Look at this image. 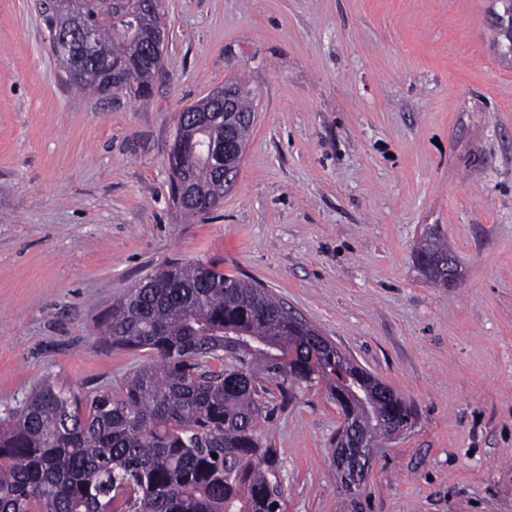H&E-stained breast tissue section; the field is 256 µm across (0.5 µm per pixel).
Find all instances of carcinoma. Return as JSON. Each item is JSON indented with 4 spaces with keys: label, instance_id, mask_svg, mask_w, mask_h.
Listing matches in <instances>:
<instances>
[{
    "label": "carcinoma",
    "instance_id": "1",
    "mask_svg": "<svg viewBox=\"0 0 512 512\" xmlns=\"http://www.w3.org/2000/svg\"><path fill=\"white\" fill-rule=\"evenodd\" d=\"M123 2L140 17L134 32L106 0H81L98 75L70 81L102 97L113 81L116 95L136 100L154 83L144 42L166 25L142 0ZM237 108L232 135L245 143L254 112L243 85ZM210 136H224L222 122L177 126L169 140L171 171L189 178L191 197L179 205L188 217L210 213L220 194L223 164L204 147ZM446 254L431 241L416 251L422 266ZM102 328L112 346L148 349L152 360L118 395L51 384L28 395L0 425V512H281L277 451L257 425L267 394L260 377L285 397L321 384L342 416L360 420L361 438L389 434L387 404L375 397L382 383L367 374L353 391L336 379V346L257 282L201 263L165 266L112 304ZM226 346L237 368L212 370Z\"/></svg>",
    "mask_w": 512,
    "mask_h": 512
}]
</instances>
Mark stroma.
I'll return each mask as SVG.
<instances>
[{
    "label": "stroma",
    "instance_id": "35a3bbf8",
    "mask_svg": "<svg viewBox=\"0 0 512 512\" xmlns=\"http://www.w3.org/2000/svg\"><path fill=\"white\" fill-rule=\"evenodd\" d=\"M150 97L72 88L37 0H0V417L42 384L120 391L151 359L98 321L153 270L262 284L412 406L357 494L341 416L298 390L259 420L282 512H512V61L492 0H163ZM244 80L234 188L188 221L165 145L185 105ZM436 235L461 279L415 256Z\"/></svg>",
    "mask_w": 512,
    "mask_h": 512
}]
</instances>
